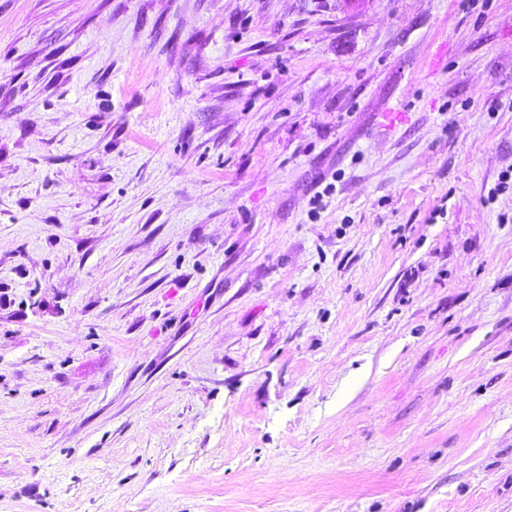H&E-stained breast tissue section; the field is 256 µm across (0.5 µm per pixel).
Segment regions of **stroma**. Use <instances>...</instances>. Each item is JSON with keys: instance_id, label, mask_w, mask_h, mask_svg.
Instances as JSON below:
<instances>
[{"instance_id": "obj_1", "label": "stroma", "mask_w": 512, "mask_h": 512, "mask_svg": "<svg viewBox=\"0 0 512 512\" xmlns=\"http://www.w3.org/2000/svg\"><path fill=\"white\" fill-rule=\"evenodd\" d=\"M0 512H512V0H0Z\"/></svg>"}]
</instances>
